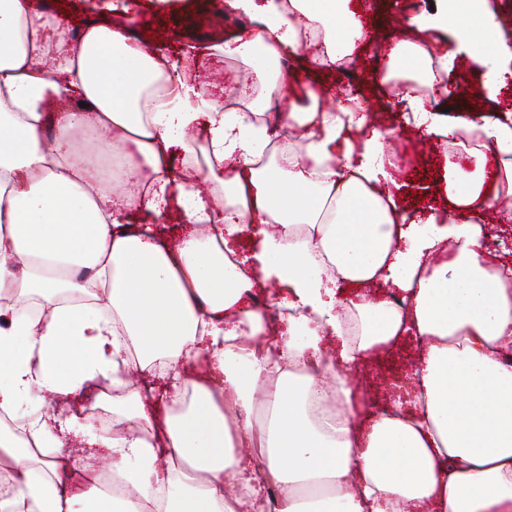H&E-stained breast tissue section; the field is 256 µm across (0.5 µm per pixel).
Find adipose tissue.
<instances>
[{
    "instance_id": "obj_1",
    "label": "adipose tissue",
    "mask_w": 512,
    "mask_h": 512,
    "mask_svg": "<svg viewBox=\"0 0 512 512\" xmlns=\"http://www.w3.org/2000/svg\"><path fill=\"white\" fill-rule=\"evenodd\" d=\"M224 8L252 21L207 47L255 78L237 111L108 15L71 35L34 0H0V410L112 388L108 433L79 412L25 438L0 421V512H512V281L478 250L489 200L512 195V121L443 118L410 97L425 135L451 144L475 127L494 148L449 165L447 212L413 220L383 189L387 132L346 101L285 112L287 155L256 166L270 139L255 117L285 98L300 31L319 30L335 65L365 30L348 0ZM416 30L390 68L447 65L429 30L452 32L478 68L512 55L484 0H443ZM195 146L201 161L178 172L173 152ZM131 177L141 190L117 204ZM173 203L192 230L168 246L151 227ZM341 280L392 283L405 305L341 298ZM270 283L295 312L275 330L250 300ZM405 336L420 344V402L357 425L351 368ZM133 368L167 378L179 412L157 422L128 388ZM326 388L332 423L313 405ZM77 427L126 496L65 493Z\"/></svg>"
}]
</instances>
